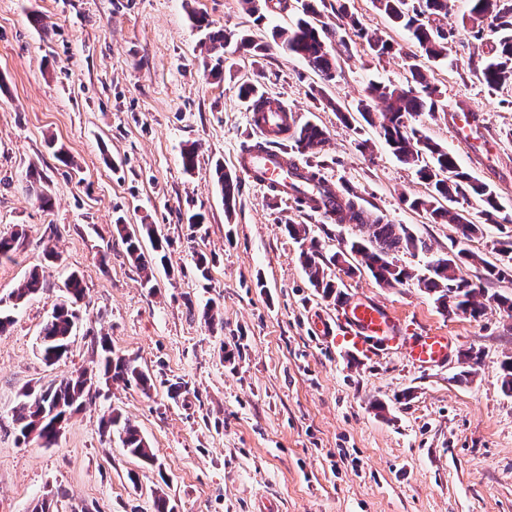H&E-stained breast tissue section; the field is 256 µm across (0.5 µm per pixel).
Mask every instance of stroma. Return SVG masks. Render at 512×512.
<instances>
[{
  "label": "stroma",
  "instance_id": "35a3bbf8",
  "mask_svg": "<svg viewBox=\"0 0 512 512\" xmlns=\"http://www.w3.org/2000/svg\"><path fill=\"white\" fill-rule=\"evenodd\" d=\"M343 2L377 35L412 50L372 0H325L324 21L335 22ZM468 9V0H448L447 23L461 34L447 58L421 63L441 105L409 123L498 195L503 222L467 244L493 261L496 240L512 235V88L493 91L478 79L490 43L462 31ZM260 11L255 20L240 0H0V235L22 234L11 258L0 259V311L13 319L0 334V512H33L56 490L65 493L59 512H153L157 489L175 512H253L263 496L275 512H512V394L500 370L512 357V311L492 300L512 294V281L487 284L480 317L450 315L416 282L429 254L402 251L394 261L413 280L386 287L368 271L349 277L330 265L325 275L337 290L327 298L309 284L303 243L287 225H304L327 255L368 237V226L337 223L247 183L225 210L214 167L233 171L235 154L257 138L238 98L253 81L298 123L326 129L307 163L357 194L370 216L409 227L430 254L458 247L454 225L409 208L427 192L415 167L389 152L377 127L343 124L332 110L355 106L369 82L405 83L402 58L373 57L355 41L352 59L325 85L272 42L295 6ZM194 13L209 29L246 32L270 48L256 56L226 47L223 75L212 78L207 29L193 26ZM462 110L480 116L494 144L487 159L452 132ZM189 144L198 157L187 173ZM32 171L43 175L51 208L27 191ZM197 213L203 224L190 227ZM119 222L157 225L169 239L167 261H154L151 275L129 258ZM48 247L58 260L45 259ZM198 251L210 261L205 279L194 267ZM35 268L44 290L13 303ZM73 272L84 286L81 320L67 358L49 367L40 332ZM359 297L396 311L410 337L448 336L447 360L420 367L401 351L354 353L320 331ZM208 304L212 326L201 316ZM99 336L135 358L154 388L99 380L54 447L18 441L22 392L91 367ZM470 351L478 364L465 360ZM463 370L470 376L457 382ZM176 380L186 388L174 398ZM112 408L137 426L156 465H141L117 434L101 433Z\"/></svg>",
  "mask_w": 512,
  "mask_h": 512
}]
</instances>
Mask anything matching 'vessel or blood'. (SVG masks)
Instances as JSON below:
<instances>
[{"label":"vessel or blood","mask_w":512,"mask_h":512,"mask_svg":"<svg viewBox=\"0 0 512 512\" xmlns=\"http://www.w3.org/2000/svg\"><path fill=\"white\" fill-rule=\"evenodd\" d=\"M239 175L263 190L279 195L293 192L300 176L305 173L303 163H289L280 152L241 151L235 156ZM336 320L337 338L358 352L373 347L403 349L414 363L424 366L442 362L448 355L447 336L429 331L415 339H407L401 320L383 305L368 300H354L340 308Z\"/></svg>","instance_id":"vessel-or-blood-1"}]
</instances>
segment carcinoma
Instances as JSON below:
<instances>
[{"label":"carcinoma","mask_w":512,"mask_h":512,"mask_svg":"<svg viewBox=\"0 0 512 512\" xmlns=\"http://www.w3.org/2000/svg\"><path fill=\"white\" fill-rule=\"evenodd\" d=\"M318 0H301L302 17L287 29H276L274 41L290 54L301 59L307 67L322 81L336 80L340 69L339 58L332 50L338 46L345 54H350L348 34L363 39L370 54L381 58L398 53L402 56L411 76L404 85L371 83L366 88V98L378 99L386 104L380 120L373 118L372 112L364 103H359L356 112L369 125L378 124L379 135L392 154L404 163L419 166L418 174L427 185V195L404 202L409 207L429 214L432 222H447L455 225L458 243H466L482 233L481 224L469 217L451 210L448 204L458 199L475 197L484 209L480 211L485 223H497L496 216L502 209L496 194L489 186L463 171L457 164L456 156L430 138L406 124L414 115L437 111L440 91L421 72L418 55L395 47L388 40L369 31L363 21L350 12L346 6H340L336 12V22L329 23L321 19L317 9ZM469 21L477 28V34L483 35L484 28L493 33L492 55L479 71L482 82L491 90H499L512 85V0H469ZM378 12L385 15L394 25L401 26L411 35V40L427 58L438 60L447 56L448 42L454 40L458 31L446 28L443 18L448 15V0H373ZM209 48L214 64L210 76L217 78L223 73L224 46L235 42L253 54L263 53L268 45L255 42L248 34L233 35L222 30L208 33ZM238 97L246 103L249 111L262 113L267 111L269 101L251 83L239 87ZM288 139L293 141L297 152L302 155H315L326 141V131L311 122L288 126ZM218 182L224 194V206L231 210L235 201L236 177L217 170ZM339 221L342 223H370L372 237L369 241L352 240L345 248L325 257L316 240H310L308 249L301 252L300 259L310 284L330 296L335 292V284L326 279L324 266L339 265L341 260L358 256L364 266L379 284L392 287L414 277L404 267L394 263V254L401 251H429L427 244L415 236L407 227L386 224L382 217L367 220L366 210L359 203V196L346 194L340 197L338 205ZM118 235L126 245L127 254L141 268H146L141 252V238L151 241L154 251L160 259H166V247L169 242L162 237L154 224H141L129 230L125 224L115 225ZM498 258L487 261L466 248L455 252L436 254L428 261L429 275L418 278L427 292L435 297V302L449 313L468 314L478 317L484 306L476 300L480 288L461 274L462 266L477 263L482 271L479 279L485 283L512 280V237L498 240L494 245ZM45 284L39 273L34 271L13 291L11 299L15 302L44 290ZM65 288L66 299L54 306L51 319L46 323L41 336V356L47 365L58 362L69 350L72 336L80 320L76 304L82 299L84 288L81 279L72 274ZM101 359L97 366L103 375L114 382L128 386L135 384L147 392L153 386V379L143 371L136 360L126 356L112 357V347L108 338H99ZM92 398L91 388L85 386L84 373L80 372L52 383L47 387L39 386L26 390L23 400L14 410L13 421L19 437L28 440L34 436L41 444L50 448L56 444L58 432L51 426L50 415L53 411L72 415L80 410L86 401ZM102 433L115 431L119 434L122 446L130 456L146 465L155 462V455L148 441L131 424L122 412L111 409L100 421Z\"/></svg>","instance_id":"1"}]
</instances>
